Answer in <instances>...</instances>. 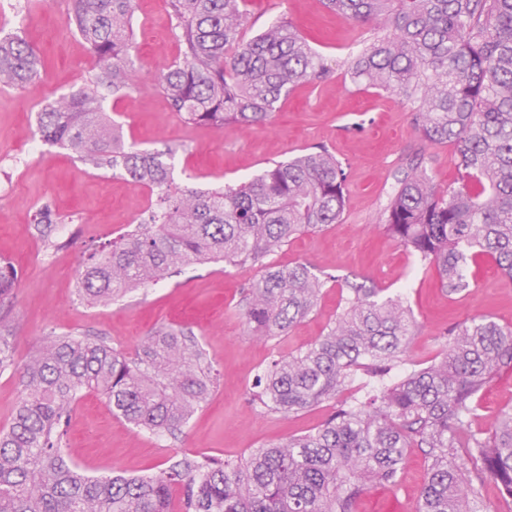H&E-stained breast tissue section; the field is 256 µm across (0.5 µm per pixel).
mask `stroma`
Instances as JSON below:
<instances>
[{"label": "stroma", "mask_w": 512, "mask_h": 512, "mask_svg": "<svg viewBox=\"0 0 512 512\" xmlns=\"http://www.w3.org/2000/svg\"><path fill=\"white\" fill-rule=\"evenodd\" d=\"M0 11V31L14 33L37 52L42 74L33 88L0 90V258L17 268L19 282L5 319L14 360L21 365L52 334L105 338L119 352L136 353L148 334L173 325L192 330L218 374L216 387L178 438L157 437L112 415L104 398L83 393L68 426L67 451L87 474L158 472L175 454L236 458L319 425L334 409L326 402L294 415H263L250 392L256 373L275 358L323 335L342 301L340 279L387 289L410 306L416 326L408 361L429 360L448 345L447 329L485 316L512 327V284L495 266L476 261L466 272L474 286L449 299L434 269L422 266L384 232L379 213L406 157L420 152L435 184L455 178L453 152L422 141L405 96L353 82L342 67L368 36L365 25L326 11L319 0H245L246 37L276 18L288 19L335 70L326 82L296 87L273 118L260 126L217 131L184 124L158 86L179 50L166 0H135L130 59L138 90L107 99L104 108L141 150H173L178 189L235 185L273 163L322 145L346 167V206L339 222L300 235L271 256L280 267L305 264L334 275L316 308L285 336L261 340L249 330L242 304L245 283L260 269L221 263L183 267L147 289L109 305L90 306L77 295L78 273L92 250L133 228L151 201L147 189L92 169L70 151L42 143L38 113L45 103L76 91L94 67L80 35L68 23L69 0H14ZM68 219L58 250L47 249L33 220L42 204ZM512 407V370H503L480 397L479 428ZM427 478L420 450L409 452L397 487L373 485L358 512H417Z\"/></svg>", "instance_id": "obj_1"}]
</instances>
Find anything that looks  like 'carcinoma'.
Returning <instances> with one entry per match:
<instances>
[{
    "mask_svg": "<svg viewBox=\"0 0 512 512\" xmlns=\"http://www.w3.org/2000/svg\"><path fill=\"white\" fill-rule=\"evenodd\" d=\"M244 0H168L181 58L159 88L181 120L217 131L260 125L300 83L319 84L333 68L279 18L245 40ZM353 22H379L344 67L357 82L417 102L423 141L455 149V180L438 188L415 154L402 165L380 213L394 241L437 270L453 296L471 283L468 261L491 260L512 282V0H322ZM134 0H70L69 20L89 45L98 72L38 113L42 141L148 187L154 201L135 227L89 255L78 296L114 302L170 270L205 262L258 267L245 319L271 339L314 307L325 279L303 264L267 258L297 235L340 220L347 174L322 147L274 164L235 186L176 190L169 150L127 145L104 112L105 96L131 95L128 64ZM40 79L35 50L0 38V87ZM61 223L49 205L34 218L51 238ZM18 271L0 261V303ZM386 289L346 283L336 318L309 346L273 360L256 376L267 414L292 415L346 392L309 432L236 459L173 455L141 476L87 474L66 452L67 424L85 390L113 415L149 433L182 431L214 387L212 366L190 330L161 327L134 356L102 338L51 335L20 373L24 396L0 430V512H356L369 484L394 486L409 450L420 449L427 480L418 512H477L482 478L500 487L512 512V409L487 431L473 426L481 393L512 370V327L486 316L447 331L448 348L429 365L403 367L415 320ZM14 365L0 333V372Z\"/></svg>",
    "mask_w": 512,
    "mask_h": 512,
    "instance_id": "obj_1",
    "label": "carcinoma"
}]
</instances>
